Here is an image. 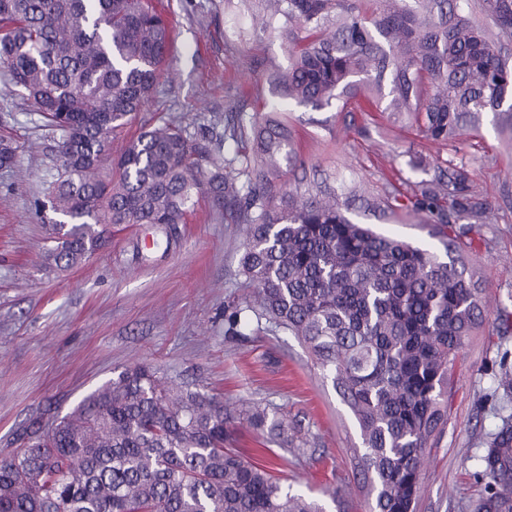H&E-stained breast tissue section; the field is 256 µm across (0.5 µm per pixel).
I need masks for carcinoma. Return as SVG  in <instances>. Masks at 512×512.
Here are the masks:
<instances>
[{
  "label": "carcinoma",
  "instance_id": "obj_1",
  "mask_svg": "<svg viewBox=\"0 0 512 512\" xmlns=\"http://www.w3.org/2000/svg\"><path fill=\"white\" fill-rule=\"evenodd\" d=\"M241 0L253 25L288 44L267 71L263 118L198 136L163 120L109 157L169 79L170 28L155 0H0V69L61 132L59 164L38 209L59 215L46 259L82 264L107 226L180 224L205 194L246 225L240 260L251 293L224 310L227 336L271 327L296 337L359 429L369 512H416L436 434L448 421V376L485 301L461 247L491 204L465 161L433 164L382 213L422 214L448 260L348 219L357 189L286 183L298 163L284 104L367 100L407 116L425 140L464 149L481 119H512V0ZM236 141L230 156L226 139ZM112 161L119 178L106 167ZM17 147L0 139V170ZM512 396V366L495 375ZM247 423L281 448L301 429L271 404L243 406L160 376L120 372L27 445L0 460V512H327L231 447ZM483 485L467 512H512V414L476 456Z\"/></svg>",
  "mask_w": 512,
  "mask_h": 512
}]
</instances>
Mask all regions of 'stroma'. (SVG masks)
<instances>
[{
  "mask_svg": "<svg viewBox=\"0 0 512 512\" xmlns=\"http://www.w3.org/2000/svg\"><path fill=\"white\" fill-rule=\"evenodd\" d=\"M237 2L163 0L171 78L141 120L160 112L203 133L242 90L246 111L256 109L251 90L264 86L271 65L287 66L288 47L249 20L232 24ZM352 118L355 129L347 133L334 109H285L302 162L291 182L354 181L370 196L398 176L419 181L422 162L450 156L391 113ZM0 134L13 138L21 159L20 170L0 171V460L21 448L26 430L70 413L126 368L146 364L232 402L280 408L308 433L305 451L267 452L262 436L245 426L238 447L294 488L320 497L327 512H366L367 488L354 453L358 429L305 347L282 332L224 333L225 306L247 294L240 268L244 225L199 197L185 223L115 226L82 265L49 266L43 252L56 216L36 211L33 202L53 172L59 135L1 78ZM463 156L494 209L493 220L475 225L464 246L491 304L450 373L448 423L431 450L417 512H466L480 494L476 456L498 424L488 399L497 345L512 349V330L503 331L497 320L499 311L512 312V130L500 131L484 118L480 138ZM347 215L375 232L445 253L423 217L383 216L364 200L354 201Z\"/></svg>",
  "mask_w": 512,
  "mask_h": 512,
  "instance_id": "stroma-1",
  "label": "stroma"
}]
</instances>
